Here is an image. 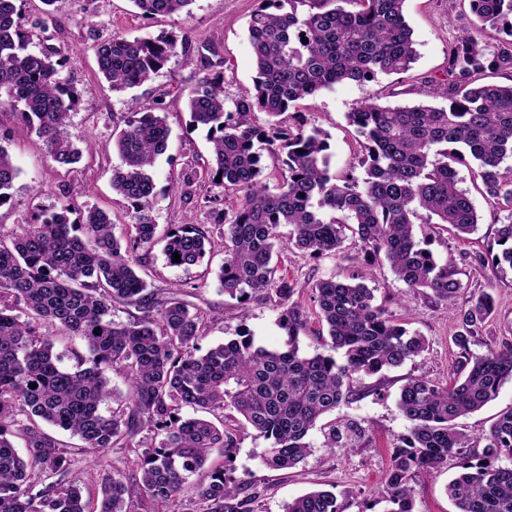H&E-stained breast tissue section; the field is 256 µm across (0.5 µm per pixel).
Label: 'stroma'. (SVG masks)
<instances>
[{"mask_svg":"<svg viewBox=\"0 0 512 512\" xmlns=\"http://www.w3.org/2000/svg\"><path fill=\"white\" fill-rule=\"evenodd\" d=\"M255 6L256 0H193L187 12L179 16L149 19L139 13L131 0H56L48 15L43 12L41 0H21L24 24L36 30L31 51L47 46L58 48L66 57L60 77L79 94L66 131L77 144H84L88 139L95 141L96 150L73 168L59 167L46 158L41 141L16 121L10 108L0 109V143L8 148L20 169L11 202L0 206V232H12L32 204L53 212L66 199L77 208L96 207L107 212L114 222H124L127 203L113 193L111 186L112 170L121 163L112 149V128L115 120L130 108L152 103L159 97L166 104L171 137L167 151L158 158L154 168L156 222L163 231L191 219L199 224L209 223V216L197 207L198 200L211 187L208 179H200L187 198L173 185L184 168L192 166L202 172L211 159L204 131L187 125V94L204 75L203 66L171 62L145 83L116 91L99 75L89 45L92 37L105 39L115 32L143 38L187 29L195 47L210 50V62L224 72L226 95L235 98L252 90L256 75L246 37L247 21ZM460 13L458 0H406L405 16L418 51L412 76L443 77L448 45L461 33ZM396 82V76L385 74L363 84L347 81L322 91L316 98L299 102L297 110L308 125L319 127L330 136L332 171L348 167L358 149L354 131L346 121L347 112L368 99L395 105L416 102L413 94L390 96L389 91ZM458 178L460 188L466 190L480 216L477 231L461 239L445 225L423 224L417 226L416 234L430 240L432 250L438 255L453 258L463 284L455 300L457 306L467 307L471 299L484 292L492 295L494 310L479 324L470 343L471 352L481 355L488 349L512 344V268H498L491 262L492 255L499 250L496 229L511 213L484 194L469 167L459 166ZM223 260V251L217 250L200 264L173 267L159 243L143 257L148 282L157 288L189 292L190 302L207 311L209 328L201 348L235 338L243 326L251 331L258 344L270 349L285 348L287 334L278 323L281 305L274 299L251 301L248 319L240 320L236 300L224 295L215 276ZM277 267L279 275L288 277L295 286L293 299L307 315L306 329L299 335L300 351L314 353L319 324L312 287L321 279L342 280L360 274L365 267L361 245L357 239H347L339 254L315 261L298 250H285ZM372 286L377 303L400 314L410 331L426 338V351L384 373L353 376L347 402L324 416L310 431L308 440L312 450L294 468L266 467L263 458L268 441L257 437L252 430L239 429L236 454L225 469L232 478H251L252 490L258 495V512H284L292 499L328 487L334 488L344 512H386L388 504L382 488L390 466V453L408 429L397 408L399 391L412 378L450 382L460 354L454 343L458 327L445 303L434 301L427 294L404 292L402 283L385 262L377 265ZM510 407L512 382L509 381L494 401L458 419L457 428L467 435L471 451L481 452L482 434L492 418ZM339 419L360 424L365 431L364 438L347 448L325 447V435ZM456 472L457 461L452 458L438 472L413 476L410 485L418 512H455L445 486Z\"/></svg>","mask_w":512,"mask_h":512,"instance_id":"obj_1","label":"stroma"}]
</instances>
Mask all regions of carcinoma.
Returning a JSON list of instances; mask_svg holds the SVG:
<instances>
[{"label":"carcinoma","mask_w":512,"mask_h":512,"mask_svg":"<svg viewBox=\"0 0 512 512\" xmlns=\"http://www.w3.org/2000/svg\"><path fill=\"white\" fill-rule=\"evenodd\" d=\"M16 2L0 0V93L48 158L75 165L83 150L66 127L77 93L59 77L64 58L58 49L29 51L32 31L21 24ZM132 2L146 17L171 18L193 0ZM405 2L257 0L247 27L253 91L226 98L219 71L188 94L189 126L206 130L211 144L206 177L222 188L202 202L222 228L221 240L206 224L176 225L165 234L164 255L172 266H193L221 247L218 283L237 300L241 320L259 295L288 303L279 317L288 349L261 346L243 328L203 352L206 311L178 291L151 288L138 274L139 251L156 241L153 168L170 138L160 100L124 113L112 131V150L122 160L112 170V191L129 204L130 223L117 225L98 208L82 211L68 202L61 209L77 214L68 224L34 205L25 223L0 232V512H133L131 504L142 498L174 502L211 454L231 461L238 424L270 442L266 466L292 468L310 453L307 437L318 420L346 398L352 375H377L426 350L423 336L374 303V289L331 278L312 286L326 329L322 350L299 354L305 315L291 302L295 288L276 276L284 243L315 259L339 253L350 234L369 264L385 257L407 292H428L452 306L462 288L453 259L417 238L415 225L446 224L462 238L477 230L476 209L454 167L469 158L486 196L509 211L496 230L501 250L493 259L512 269V166L506 165L512 160V82L482 78L487 69L512 74V0H466L471 26L449 45L445 78L422 77L416 88L448 105L365 100L348 113L359 150L346 171H330L325 132L290 121L300 101L339 83L412 69L418 52ZM488 27L502 33L492 47L482 38ZM92 49L99 74L114 90L144 83L172 60L195 62L185 31L132 39L115 32ZM257 112L268 116L266 124L253 123ZM258 143L281 157L272 178L264 174ZM18 174L0 144V207L11 201ZM231 193L236 205L227 209L223 202ZM121 306L136 307L138 317L120 320ZM492 310L491 295L483 293L454 311L461 360L453 383L413 378L401 388L397 406L409 426L386 476L387 512H415L412 475L437 471L453 455L461 456V473L448 481L446 493L456 512H512V466L502 464L512 460V408L482 434L479 454H463L468 438L453 425L512 381V346L483 355L469 351L475 327ZM73 337L84 352L56 350L59 339ZM67 357L74 367L63 366ZM112 371L123 377L126 392L110 387ZM187 408L238 417L217 425L185 415ZM46 425L68 432L79 446L46 432ZM364 436L358 423L340 420L326 446L344 448ZM14 437L24 441V454ZM111 448L136 455L133 474L105 471L97 491L85 490L74 456L103 468ZM246 486L216 468L196 492L205 512H255L258 496L241 495ZM285 512L343 510L335 492L313 490Z\"/></svg>","instance_id":"cac0c4a2"}]
</instances>
